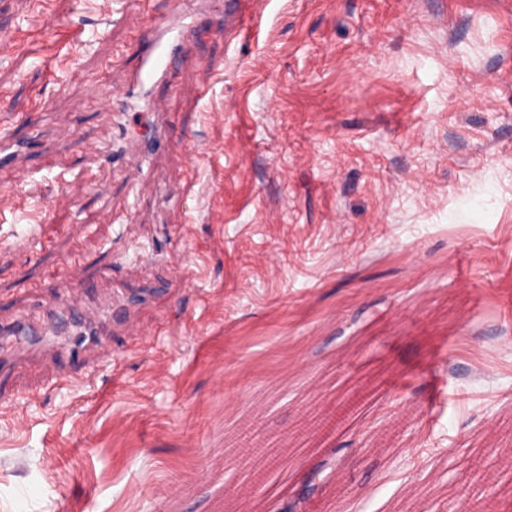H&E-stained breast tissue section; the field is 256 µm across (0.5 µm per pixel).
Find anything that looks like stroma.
Instances as JSON below:
<instances>
[{
    "mask_svg": "<svg viewBox=\"0 0 512 512\" xmlns=\"http://www.w3.org/2000/svg\"><path fill=\"white\" fill-rule=\"evenodd\" d=\"M102 2L0 0L32 172L0 197V323L73 280L83 320L123 311L55 370L35 342L0 362V512H218L240 423L355 396L327 447L290 440L264 512L334 471L335 512H512V0H259L246 37L194 5L138 181L86 143L174 0Z\"/></svg>",
    "mask_w": 512,
    "mask_h": 512,
    "instance_id": "1",
    "label": "stroma"
}]
</instances>
